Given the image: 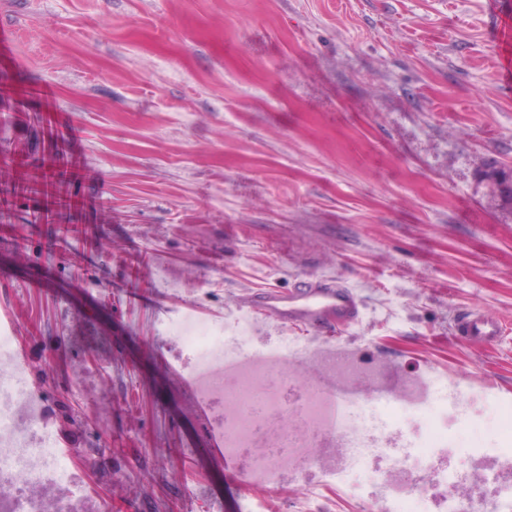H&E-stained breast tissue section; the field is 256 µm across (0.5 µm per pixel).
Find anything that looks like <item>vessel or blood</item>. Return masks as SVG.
<instances>
[{"instance_id":"1","label":"vessel or blood","mask_w":512,"mask_h":512,"mask_svg":"<svg viewBox=\"0 0 512 512\" xmlns=\"http://www.w3.org/2000/svg\"><path fill=\"white\" fill-rule=\"evenodd\" d=\"M241 306L261 318L273 319L318 335L357 323L362 314L361 299L337 279H305L285 292L250 293L243 297ZM503 333L500 319L476 308L465 313L454 329L456 339L477 345L492 343ZM315 383L325 393L342 400L352 401L358 395L354 385L334 376H319ZM183 385L187 391L196 394L201 413L208 424L210 444L216 453L223 454L224 431L218 415L221 402L203 393L197 377H184Z\"/></svg>"}]
</instances>
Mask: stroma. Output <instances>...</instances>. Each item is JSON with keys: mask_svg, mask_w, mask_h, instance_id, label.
Wrapping results in <instances>:
<instances>
[{"mask_svg": "<svg viewBox=\"0 0 512 512\" xmlns=\"http://www.w3.org/2000/svg\"><path fill=\"white\" fill-rule=\"evenodd\" d=\"M509 19L512 0H0V319L76 416L57 436L103 437L96 468L70 463L112 512H225L174 356L185 322L305 347L240 309L251 290L341 278L363 314L335 344L512 402V330L452 337L473 308L512 321V208L481 177L512 164ZM54 157L87 203L54 222L96 230L77 277L22 191ZM310 495L356 510L294 470L269 512Z\"/></svg>", "mask_w": 512, "mask_h": 512, "instance_id": "1", "label": "stroma"}]
</instances>
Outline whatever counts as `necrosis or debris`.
I'll return each mask as SVG.
<instances>
[{
	"label": "necrosis or debris",
	"instance_id": "necrosis-or-debris-1",
	"mask_svg": "<svg viewBox=\"0 0 512 512\" xmlns=\"http://www.w3.org/2000/svg\"><path fill=\"white\" fill-rule=\"evenodd\" d=\"M17 340L13 326L0 325V512H108L91 501L82 474L70 468V451L59 446L48 419V403L33 396L25 365L6 359ZM180 340L200 369L206 390L224 403V451L246 456L262 496L240 495L235 512H267L268 494L279 489L291 468L318 469L328 482H341L358 512H431L432 488H439L438 512H512V404H495L491 415L470 422L467 453L455 465L443 463L448 446V414L466 415L470 404L456 389L433 399L410 390L401 403L369 398L354 404L307 385L294 393L292 362L276 366L246 360L245 339L212 326L187 325ZM236 359L233 378L224 375L223 357ZM348 429L352 445L325 464L314 435L332 427ZM498 431L503 448L484 467L488 493L470 490L472 469L486 455L475 435ZM399 432L398 444L383 447L386 429ZM385 461L370 466L373 457Z\"/></svg>",
	"mask_w": 512,
	"mask_h": 512
}]
</instances>
